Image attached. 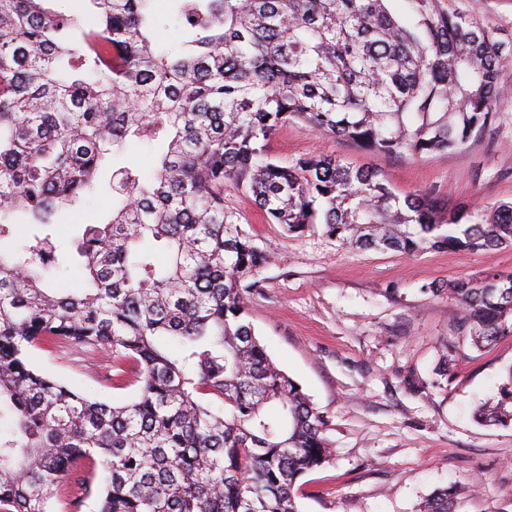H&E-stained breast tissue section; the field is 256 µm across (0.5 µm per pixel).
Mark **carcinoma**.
I'll list each match as a JSON object with an SVG mask.
<instances>
[{"mask_svg":"<svg viewBox=\"0 0 512 512\" xmlns=\"http://www.w3.org/2000/svg\"><path fill=\"white\" fill-rule=\"evenodd\" d=\"M0 0V512H54L57 490L104 475L97 512H301L295 486L332 455L323 416L271 360L244 293L267 251L224 206L250 195L289 233L319 224L343 246L414 254L512 245V202L447 209L333 155L281 160L298 121L363 150L459 148L493 119L512 55L448 0H175L184 38L160 53L149 0H88L97 21ZM166 146L123 183L74 249L82 288L45 228L89 202L129 139ZM463 308L480 350L512 336V274L431 283ZM107 350L139 391L90 400L32 367L30 349ZM512 425V375L480 405ZM452 487L417 512H459ZM83 277L84 271L78 259L69 260L59 269H55L49 274L50 280L57 288L66 290L71 288H80Z\"/></svg>","mask_w":512,"mask_h":512,"instance_id":"obj_1","label":"carcinoma"}]
</instances>
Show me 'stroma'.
<instances>
[{
	"label": "stroma",
	"instance_id": "obj_1",
	"mask_svg": "<svg viewBox=\"0 0 512 512\" xmlns=\"http://www.w3.org/2000/svg\"><path fill=\"white\" fill-rule=\"evenodd\" d=\"M450 9L490 27L512 49V0H448ZM492 123L443 154L369 153L297 122L280 129V158L334 155L381 171L399 191L440 205L512 201V60ZM112 192L101 184L89 204L60 213L51 228L63 249L101 217ZM224 200L270 254L246 295L255 331L275 364L323 413L330 463L297 483L302 512H416L433 491L473 487L461 512H512V426H483L473 413L512 370V337L477 350L461 329L463 312L424 284L512 273V247L477 253L392 251L341 246L321 227L287 233L262 218L252 199ZM32 365L83 396L124 402L136 384L113 385L103 353L39 347ZM447 375H436L441 362ZM417 380L410 389L409 380Z\"/></svg>",
	"mask_w": 512,
	"mask_h": 512
}]
</instances>
